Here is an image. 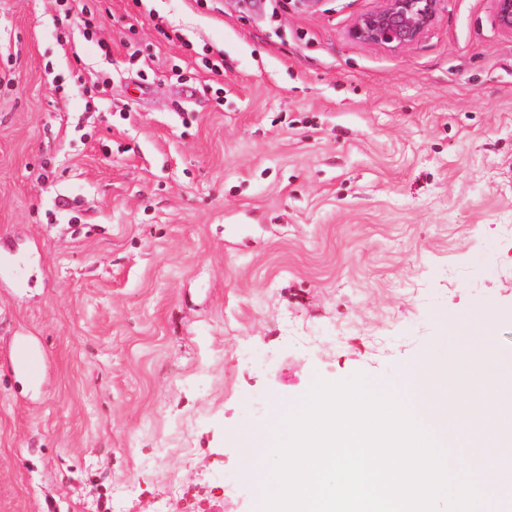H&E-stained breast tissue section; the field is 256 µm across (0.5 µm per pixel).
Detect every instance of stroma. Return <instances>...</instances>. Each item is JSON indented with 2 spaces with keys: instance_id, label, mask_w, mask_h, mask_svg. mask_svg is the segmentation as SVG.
Wrapping results in <instances>:
<instances>
[{
  "instance_id": "stroma-1",
  "label": "stroma",
  "mask_w": 512,
  "mask_h": 512,
  "mask_svg": "<svg viewBox=\"0 0 512 512\" xmlns=\"http://www.w3.org/2000/svg\"><path fill=\"white\" fill-rule=\"evenodd\" d=\"M73 3L92 30L0 0V242L27 279L0 278V512H254L243 433L316 378L447 363L446 319L484 301L512 353L491 0H443L400 51L349 35L379 0ZM18 353V370L32 379H38L43 370L42 354L26 339L16 345Z\"/></svg>"
}]
</instances>
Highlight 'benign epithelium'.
<instances>
[{"instance_id": "benign-epithelium-1", "label": "benign epithelium", "mask_w": 512, "mask_h": 512, "mask_svg": "<svg viewBox=\"0 0 512 512\" xmlns=\"http://www.w3.org/2000/svg\"><path fill=\"white\" fill-rule=\"evenodd\" d=\"M443 0H380V6L357 18L352 39L400 50L417 42L434 24ZM497 26L512 34V0H492Z\"/></svg>"}]
</instances>
